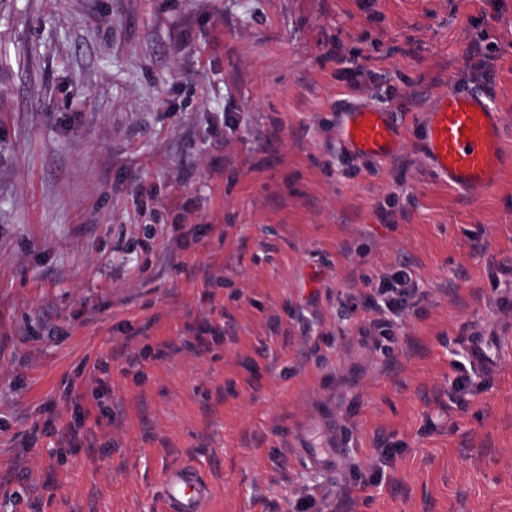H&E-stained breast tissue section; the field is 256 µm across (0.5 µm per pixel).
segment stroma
Wrapping results in <instances>:
<instances>
[{
  "label": "stroma",
  "mask_w": 512,
  "mask_h": 512,
  "mask_svg": "<svg viewBox=\"0 0 512 512\" xmlns=\"http://www.w3.org/2000/svg\"><path fill=\"white\" fill-rule=\"evenodd\" d=\"M474 40L512 149V0H0V512H158L185 463L211 512H292L388 446L353 512H512V359L453 392L461 334L512 340V170L474 201L420 149ZM348 105L394 110L395 162ZM401 268L426 299L386 356L346 298ZM466 66L471 75L482 81L485 90L491 87L497 71V59L480 42H472L466 54ZM340 136L344 145L357 157L392 162L399 155V129L390 112L383 109L369 105L350 109L341 126ZM185 330L193 333L194 336H179L177 340H169L156 350L153 357L164 359L174 353L184 350L203 353L209 350L210 342L203 337L207 333L206 330L197 329L192 326H186ZM298 449L303 463L327 473L336 471L337 463L343 452L341 437L338 436L325 446L309 445Z\"/></svg>",
  "instance_id": "1"
}]
</instances>
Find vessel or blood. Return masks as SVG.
Returning <instances> with one entry per match:
<instances>
[{
    "mask_svg": "<svg viewBox=\"0 0 512 512\" xmlns=\"http://www.w3.org/2000/svg\"><path fill=\"white\" fill-rule=\"evenodd\" d=\"M502 116L489 96L475 92L440 94L425 115L422 149L430 166L450 186L478 200L512 169V153L501 142ZM344 145L356 156L384 162L396 160L400 132L390 112L369 105L352 108L340 129ZM341 440L300 448L306 465L335 472L342 455ZM213 499L211 483L188 464L162 472L161 512H208Z\"/></svg>",
    "mask_w": 512,
    "mask_h": 512,
    "instance_id": "vessel-or-blood-1",
    "label": "vessel or blood"
}]
</instances>
